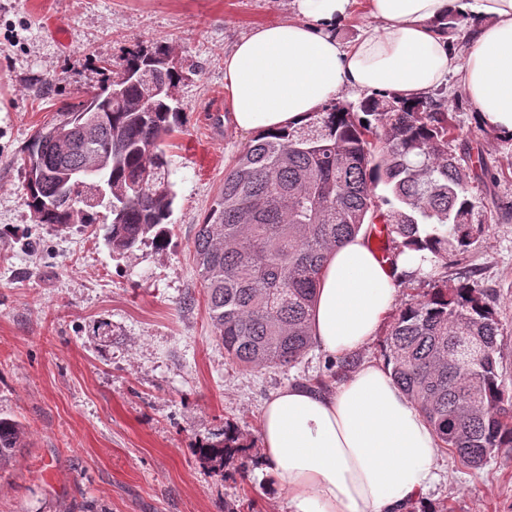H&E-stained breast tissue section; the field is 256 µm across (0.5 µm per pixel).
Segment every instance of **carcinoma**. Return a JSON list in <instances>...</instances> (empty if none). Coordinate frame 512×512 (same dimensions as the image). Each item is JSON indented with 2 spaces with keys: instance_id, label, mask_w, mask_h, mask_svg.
<instances>
[{
  "instance_id": "1",
  "label": "carcinoma",
  "mask_w": 512,
  "mask_h": 512,
  "mask_svg": "<svg viewBox=\"0 0 512 512\" xmlns=\"http://www.w3.org/2000/svg\"><path fill=\"white\" fill-rule=\"evenodd\" d=\"M182 79L169 46H138L87 99L67 103L25 146L23 164L40 172L24 185L40 223L65 227L75 216L57 198L72 170H88L82 192L93 209L96 185L112 183L105 242L130 254L168 243L176 197L168 140L182 112L169 93ZM444 97L414 104L379 92L356 103L332 101L285 132L260 131L232 159L193 241V253L216 338L233 363L250 369L290 367L312 345L311 312L329 254L365 224H380L385 255L429 250L437 264L463 254L487 217L469 183L488 175L482 159L451 147L454 126ZM93 116L97 133H81ZM73 128L64 139L47 133ZM384 185L388 195L375 189ZM496 312L470 282L433 280L422 298L393 318L385 362L395 384L434 428L439 447L479 468L512 448V396L497 358ZM23 424L0 417V472L24 447ZM257 452L231 420L195 448L227 479Z\"/></svg>"
}]
</instances>
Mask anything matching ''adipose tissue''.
Segmentation results:
<instances>
[{
  "label": "adipose tissue",
  "instance_id": "ef3b65f1",
  "mask_svg": "<svg viewBox=\"0 0 512 512\" xmlns=\"http://www.w3.org/2000/svg\"><path fill=\"white\" fill-rule=\"evenodd\" d=\"M351 2L294 0V18L235 43L224 58L234 127H298L347 90L413 101L453 75L482 119L512 135V0H366L374 24L346 45L336 29ZM458 11L483 20L461 53L437 30ZM430 258L407 249L381 261L361 228L325 264L314 344L333 358L367 347L396 303L399 275L429 271ZM260 432L261 466L287 492L288 512H415L438 478L436 434L381 363L358 366L330 394L276 391Z\"/></svg>",
  "mask_w": 512,
  "mask_h": 512
}]
</instances>
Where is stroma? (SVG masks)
<instances>
[{"mask_svg":"<svg viewBox=\"0 0 512 512\" xmlns=\"http://www.w3.org/2000/svg\"><path fill=\"white\" fill-rule=\"evenodd\" d=\"M293 0H0V414L27 428L0 474V512H224L242 496L255 512H288V497L251 466L222 480L195 454L225 419L259 441L262 406L288 385L339 384L323 352L291 368L228 362L207 313L192 240L251 135L231 123L224 55L262 24L288 20ZM169 45L186 122L169 149L177 193L165 249L113 254L95 224L35 223L23 196L22 149L65 102L84 100L133 45ZM455 148L481 153L493 179L471 183L493 219L436 277L474 282L495 308L500 370L512 386V139L482 121L449 79ZM34 241L36 252L24 249ZM428 512H512V449L479 470L449 452Z\"/></svg>","mask_w":512,"mask_h":512,"instance_id":"1","label":"stroma"}]
</instances>
